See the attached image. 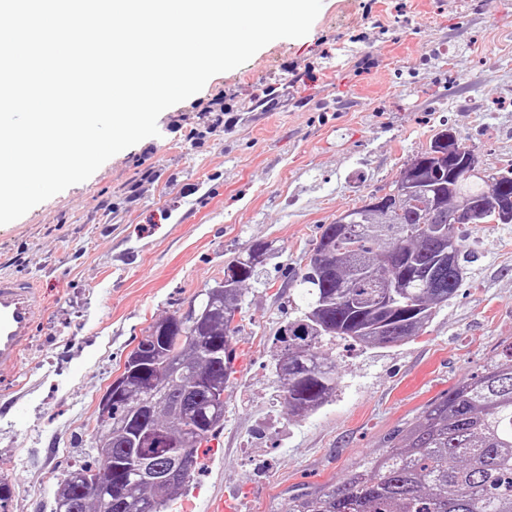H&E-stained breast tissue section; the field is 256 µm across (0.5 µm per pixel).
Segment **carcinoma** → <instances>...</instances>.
Listing matches in <instances>:
<instances>
[{
    "label": "carcinoma",
    "mask_w": 512,
    "mask_h": 512,
    "mask_svg": "<svg viewBox=\"0 0 512 512\" xmlns=\"http://www.w3.org/2000/svg\"><path fill=\"white\" fill-rule=\"evenodd\" d=\"M488 182L478 175L458 181L448 169L430 168L440 210L423 216L422 201L406 197L388 206L365 208L362 223L346 233L331 222L321 227L315 248L327 254V266L306 267L298 276L305 305L288 323L274 360L288 416L303 419L336 398V358L324 343L343 339L364 347L387 346L411 339L455 294L463 278L464 259L457 226L448 213L484 202L493 194L512 198V167ZM398 249L399 270L381 262L383 253ZM254 243L224 268L227 288H205L192 298L206 324L213 347L196 345L194 321L175 310L166 319L176 323L174 362L157 388L144 391L134 383L137 367L162 347L152 334L143 336L124 361L130 378L108 421H98L88 456L60 482L55 512H106L112 489L97 498L83 494L78 479L94 474L106 452L124 465L123 512H171L183 496L194 469L173 480L144 476L132 457L140 455L157 474L167 473L171 455L163 448H139L134 429L146 414L163 425L173 442L199 448L224 424V402L207 409L203 425L185 406L209 401L203 382L231 385L233 354L240 333L245 287L258 276L252 254L268 251ZM288 512H512V344L490 358L479 375L454 384L429 403L417 423L399 431L398 443L370 455L348 471L337 486L292 498Z\"/></svg>",
    "instance_id": "cac0c4a2"
}]
</instances>
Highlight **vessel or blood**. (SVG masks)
Returning a JSON list of instances; mask_svg holds the SVG:
<instances>
[{
  "label": "vessel or blood",
  "instance_id": "b4317fda",
  "mask_svg": "<svg viewBox=\"0 0 512 512\" xmlns=\"http://www.w3.org/2000/svg\"><path fill=\"white\" fill-rule=\"evenodd\" d=\"M43 312L44 302L33 282L0 276V364L17 360Z\"/></svg>",
  "mask_w": 512,
  "mask_h": 512
}]
</instances>
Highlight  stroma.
<instances>
[{
  "label": "stroma",
  "mask_w": 512,
  "mask_h": 512,
  "mask_svg": "<svg viewBox=\"0 0 512 512\" xmlns=\"http://www.w3.org/2000/svg\"><path fill=\"white\" fill-rule=\"evenodd\" d=\"M159 134L0 225V274L46 302L19 360L0 365V475L11 512H52L84 458L97 405L148 327L186 308L245 248L250 282L224 424L175 512H286L392 447L425 407L512 342V224H472L464 283L418 336L336 340V398L289 418L273 371L303 306L297 273L324 224L388 187L450 127L495 172L512 163V0H323L278 39L164 112Z\"/></svg>",
  "instance_id": "obj_1"
}]
</instances>
